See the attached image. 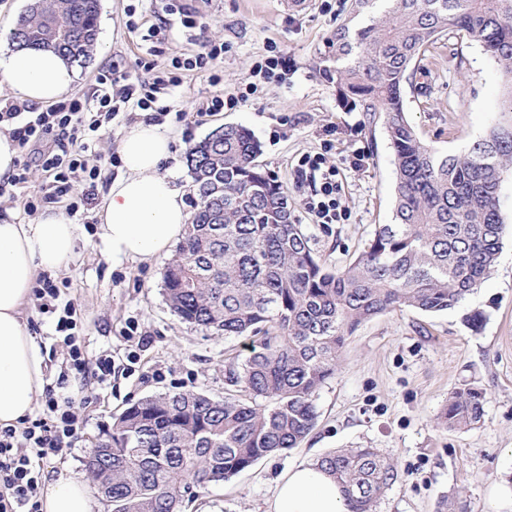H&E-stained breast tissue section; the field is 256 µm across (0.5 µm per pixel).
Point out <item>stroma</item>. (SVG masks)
Masks as SVG:
<instances>
[{
    "label": "stroma",
    "instance_id": "stroma-1",
    "mask_svg": "<svg viewBox=\"0 0 512 512\" xmlns=\"http://www.w3.org/2000/svg\"><path fill=\"white\" fill-rule=\"evenodd\" d=\"M168 0H101L92 59L78 68L71 98L92 97L98 73L120 65L130 78L150 80L139 60L169 68L210 41L224 47L212 83L208 73L187 71L179 87L159 95L158 106L184 110L185 121L167 117L161 132L172 139V160L162 172L194 203L186 154L212 131L239 125L260 142L259 163L288 191L295 220L329 270L344 269L363 250L378 225L393 216L395 166L383 123L365 126L363 114L343 104L334 83L319 72L327 38L347 16L350 0H184L206 24L187 29ZM135 15H128V7ZM167 19L168 40L152 43L130 32L129 19ZM291 60L280 80L254 81L255 62L270 47ZM258 90L237 107L201 115L213 95ZM499 65L465 32L439 39L423 70L404 87L407 118L420 137L442 152L459 153L505 121ZM326 153L338 171L346 216L337 224L314 223L304 202L307 186L294 179L305 155ZM364 157L353 168L354 154ZM506 221L502 248L491 276L457 307L438 313L396 310L363 322L348 337L340 367L316 393V427L294 449L260 459L223 484L211 487L181 512H266L277 479L292 465L327 453L374 448L399 469L400 479L375 512H500L494 490L512 482V170L500 185ZM76 256L56 276L70 283L83 324L88 357L112 355L111 384L88 383L90 405L78 408L86 426L62 455L44 467L87 479L85 456L113 415L142 398L168 391L224 394V360L247 357L249 341L226 339L183 322L166 300L162 274L170 262L156 255L113 268L98 232L96 207L79 217ZM469 384L484 393V415L472 429H445L438 414L455 389Z\"/></svg>",
    "mask_w": 512,
    "mask_h": 512
}]
</instances>
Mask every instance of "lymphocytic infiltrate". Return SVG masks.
<instances>
[{
	"label": "lymphocytic infiltrate",
	"instance_id": "lymphocytic-infiltrate-1",
	"mask_svg": "<svg viewBox=\"0 0 512 512\" xmlns=\"http://www.w3.org/2000/svg\"><path fill=\"white\" fill-rule=\"evenodd\" d=\"M223 52V46L203 44L194 56L173 59L170 69L155 75L149 83L130 82L127 73L114 69L103 71L96 78L97 89L90 99H64L43 110L21 102L1 107L0 124L9 126L21 153L9 183L21 188L24 211L34 214L46 204L64 200L68 203V216L73 217L91 205L92 195L76 198L72 190L78 183L94 185L99 178L100 169L89 166L86 156L111 128L121 109L132 105L153 111L154 123L163 124L167 110L154 108L159 90L179 85L182 72L214 69ZM116 84L123 87L118 98L112 93ZM34 161L44 171L45 181L32 194L26 192L25 186ZM295 176L312 186L307 209L314 222L336 223L342 186L336 179L335 167L327 165L323 154L307 155L298 163ZM68 286V280L43 274L32 287L34 311L54 321L62 361L55 385L45 388L41 413L15 425L0 426V512H42V467L69 448L84 426L74 411L72 397L65 393L70 377L88 374L100 384L112 379L110 353H101L93 360L85 356L81 322L73 303L64 298Z\"/></svg>",
	"mask_w": 512,
	"mask_h": 512
}]
</instances>
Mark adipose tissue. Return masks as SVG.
<instances>
[{
	"mask_svg": "<svg viewBox=\"0 0 512 512\" xmlns=\"http://www.w3.org/2000/svg\"><path fill=\"white\" fill-rule=\"evenodd\" d=\"M0 73L15 98L29 103L59 98L77 77L61 56L35 49L0 56ZM120 151L125 172L113 180L99 213L102 244L116 264L170 252L190 222L183 192L160 172L172 155L170 137L140 121L124 133ZM76 239L75 225L55 208L27 224L0 219V425L30 414L44 389L45 357L24 308L37 271L65 267ZM40 500L43 512H91L89 486L64 471L45 481ZM267 512L348 510L336 480L301 463L279 478Z\"/></svg>",
	"mask_w": 512,
	"mask_h": 512,
	"instance_id": "ef3b65f1",
	"label": "adipose tissue"
}]
</instances>
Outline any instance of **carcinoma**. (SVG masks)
<instances>
[{
	"instance_id": "carcinoma-1",
	"label": "carcinoma",
	"mask_w": 512,
	"mask_h": 512,
	"mask_svg": "<svg viewBox=\"0 0 512 512\" xmlns=\"http://www.w3.org/2000/svg\"><path fill=\"white\" fill-rule=\"evenodd\" d=\"M101 0H36L17 20L18 49L86 64ZM464 31L501 68L502 112L512 116V0H351L328 38L322 73L343 103L384 121L394 155L393 223L376 227L344 270L315 257L283 185L259 163L242 126L211 133L188 152L198 201L176 258L163 272L182 320L258 348L228 365L222 398L194 391L147 397L113 418L85 462L107 512H179L202 493L273 453L298 447L317 423L314 397L363 321L408 308H455L490 276L505 221L499 188L512 165V119L465 152L426 144L406 117L403 87L440 37ZM483 392H452L443 428L471 429ZM342 486L349 512L374 507L399 479L374 448L318 460Z\"/></svg>"
}]
</instances>
